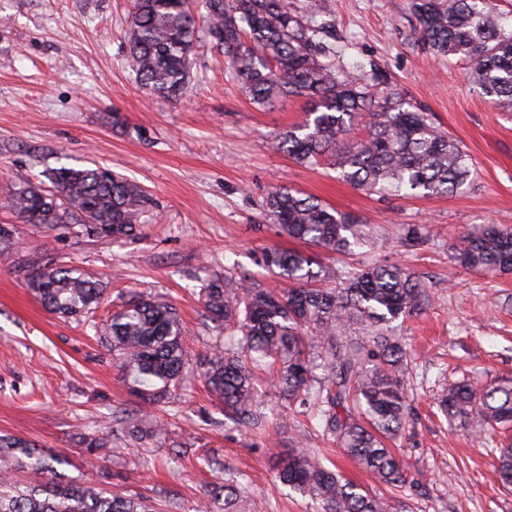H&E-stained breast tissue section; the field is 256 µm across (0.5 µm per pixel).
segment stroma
Masks as SVG:
<instances>
[{"instance_id":"35a3bbf8","label":"stroma","mask_w":512,"mask_h":512,"mask_svg":"<svg viewBox=\"0 0 512 512\" xmlns=\"http://www.w3.org/2000/svg\"><path fill=\"white\" fill-rule=\"evenodd\" d=\"M341 63H372L405 103L429 112L471 156L475 180L447 196L369 194L337 179L330 159L301 165L276 140L303 122L309 102L251 103L228 82L222 54L200 41L187 94L177 102L148 96L128 64L124 39L130 0H0V197L46 170L96 163L136 180L154 200L136 238H89L76 228L27 224L0 209L16 246L0 254V436L63 458V481L115 497L140 495L160 512H195L209 484L247 476L246 512H313L310 500L276 481L275 460L295 447L383 497L389 512H512V488L493 464L512 431L482 435L449 422L437 407L443 388L512 380V274L465 269L449 255L462 227H512V110L470 86L466 65L436 58L413 39L412 0H328ZM124 126L113 125V115ZM277 188L318 197L368 225L373 236L353 255L331 254L288 238L265 215ZM402 224L430 233L415 247ZM292 249L329 269L368 263L409 268L430 301L398 320L411 354L406 374L412 414L396 443L407 480L380 484L322 435L302 401L270 390L259 401L262 426L237 430L224 420L198 373H188L173 404L154 407L131 395L102 330L130 291L162 295L177 308L191 354L209 351L217 330L200 300L203 280L248 274L265 288L280 277L260 265L265 249ZM60 261L101 280L105 295L88 321L49 312L28 288L31 267ZM136 409L163 421L166 434L128 445L113 413ZM111 435L89 456L84 436ZM191 449L177 459L175 447ZM214 455L212 471L193 464Z\"/></svg>"}]
</instances>
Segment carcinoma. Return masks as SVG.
<instances>
[{
	"label": "carcinoma",
	"mask_w": 512,
	"mask_h": 512,
	"mask_svg": "<svg viewBox=\"0 0 512 512\" xmlns=\"http://www.w3.org/2000/svg\"><path fill=\"white\" fill-rule=\"evenodd\" d=\"M199 17L186 0H132L126 30L128 63L142 88L176 101L185 92L197 42L204 36L224 56L228 81L252 103L267 106L290 97L313 103L311 118L284 132L276 147L301 164L331 152L333 165L350 185L368 193L431 196L456 192L476 174L469 155L425 112L404 107L402 96L380 75L361 76L336 65L325 44L328 25L322 0L294 9L286 0H206ZM418 25L414 41L435 56L466 61L474 88L498 107L512 108V24L492 0H413ZM369 118V133L350 138L354 122ZM50 186L26 184L0 205L21 221L49 229L75 224L89 237L134 238L150 204L135 181L102 167H60L47 173ZM265 211L289 238L312 242L332 253L364 246L366 226L320 200L288 190L270 192ZM408 244L429 233L425 224L398 229ZM450 259L479 271L512 272V232L481 224L460 232ZM265 268L288 280L263 288L242 277H215L202 285L205 309L218 331L240 337L242 352L217 344L194 356L184 343L177 309L162 297L132 296L106 328L123 380L139 400L164 403L188 368L202 375L224 416L240 428L258 425L255 368L273 371L272 387L284 399L317 408L322 434L355 464L386 485L404 482L400 459L387 442L400 435L408 414L404 374L407 353L388 334L397 319L429 302L421 281L397 264L328 271L298 251H264ZM28 287L55 315L80 319L101 300L102 284L72 265L32 270ZM367 329L361 344L345 330ZM459 423L478 415L483 423L512 424V382L486 387L462 380L440 398ZM130 441L143 444L164 435L145 428L134 410L115 417ZM36 447L0 437V512H158L140 497H112L76 483H62L56 466ZM494 473L512 485V445L499 449ZM275 477L308 498L315 512H388L386 501L367 494L304 449L276 463ZM247 485L216 483L213 500L224 512H243Z\"/></svg>",
	"instance_id": "obj_1"
}]
</instances>
